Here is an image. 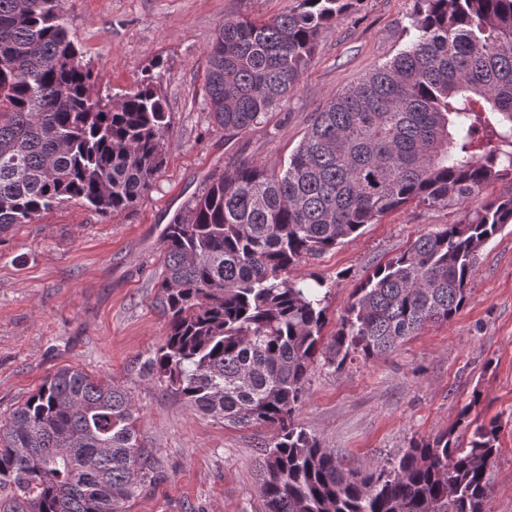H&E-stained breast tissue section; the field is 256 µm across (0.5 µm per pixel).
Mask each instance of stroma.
<instances>
[{"label": "stroma", "instance_id": "obj_1", "mask_svg": "<svg viewBox=\"0 0 512 512\" xmlns=\"http://www.w3.org/2000/svg\"><path fill=\"white\" fill-rule=\"evenodd\" d=\"M296 0H65L69 35L101 94L121 96L145 75L171 117L165 163L132 209L101 216L79 200L0 234V418L57 369L79 366L124 387L139 411L140 444L157 472L126 512H261L256 449L272 433L233 428L195 412L145 368L166 334L155 305L162 235L209 176L242 163L286 162L315 112L403 49L415 0H359L323 28L288 98L261 124L225 136L209 117L205 54L219 23L270 19ZM459 206L407 205L367 224L295 276H317L333 333L377 264L421 233L463 218ZM298 414L349 469L400 456L444 432L463 406L498 420L485 512H512V224L484 246L469 297L388 355L314 363Z\"/></svg>", "mask_w": 512, "mask_h": 512}]
</instances>
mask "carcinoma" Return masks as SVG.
Instances as JSON below:
<instances>
[{"instance_id":"obj_1","label":"carcinoma","mask_w":512,"mask_h":512,"mask_svg":"<svg viewBox=\"0 0 512 512\" xmlns=\"http://www.w3.org/2000/svg\"><path fill=\"white\" fill-rule=\"evenodd\" d=\"M359 0H299L227 20L206 52L209 115L234 136L279 107L321 29ZM412 37L315 113L287 166L240 164L167 225L155 305L167 330L147 371L192 410L269 428L263 512H484L500 427L462 407L391 467L354 473L297 422L311 365L386 355L465 304L478 256L512 224V0H416ZM153 82L112 101L69 37L63 0H0V233L70 199L134 207L164 164L170 119ZM354 290L329 341L325 298L292 277L408 203L466 205ZM122 387L58 369L0 419L9 512H123L154 478ZM469 434L467 442L460 441Z\"/></svg>"}]
</instances>
